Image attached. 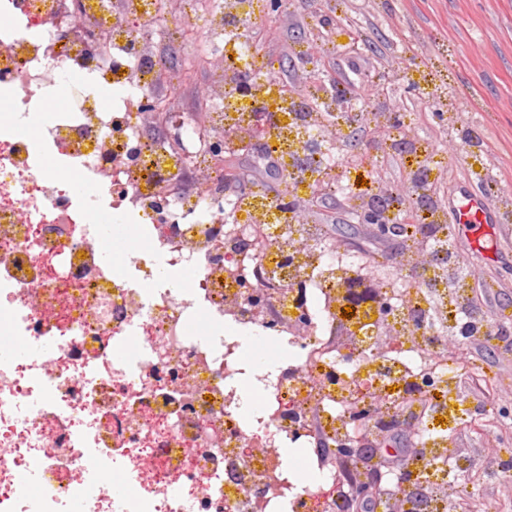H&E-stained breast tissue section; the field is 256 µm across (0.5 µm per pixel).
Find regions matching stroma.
<instances>
[{"instance_id": "1", "label": "stroma", "mask_w": 512, "mask_h": 512, "mask_svg": "<svg viewBox=\"0 0 512 512\" xmlns=\"http://www.w3.org/2000/svg\"><path fill=\"white\" fill-rule=\"evenodd\" d=\"M207 5L184 13L180 0H161L153 22L165 59L164 79L156 89L164 105L202 117L209 103L204 90L215 59L202 28ZM181 17L172 26V14ZM354 27L359 46L347 35L326 29L321 16ZM257 63L270 67L277 83L318 91L301 63L320 56L336 85L357 105L354 124L345 126L346 152L370 157V165L350 173L349 191L299 186L301 220L320 225L326 244L351 241L350 255L389 279L401 261L400 244L370 238L358 230L344 238L351 223L348 196L373 193L385 181L395 201L409 200L407 175L417 163H429L438 178L430 191L440 206L455 210L462 198L489 203L481 224H447L448 244L468 270L469 305L492 327H512V0H292L283 13L257 17ZM415 83L417 92L406 89ZM400 108L412 133L378 130L374 113ZM469 127L484 149L473 152L459 135ZM458 362L453 377L471 409L493 400L512 407V335L448 340ZM457 447L466 449L474 474L489 460L512 455L504 443L505 421L486 416L448 422Z\"/></svg>"}]
</instances>
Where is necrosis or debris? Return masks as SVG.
<instances>
[{"instance_id":"1","label":"necrosis or debris","mask_w":512,"mask_h":512,"mask_svg":"<svg viewBox=\"0 0 512 512\" xmlns=\"http://www.w3.org/2000/svg\"><path fill=\"white\" fill-rule=\"evenodd\" d=\"M259 10L216 0L205 34L234 41ZM157 11L158 0H0V512H294L300 496L306 512H342L346 480L316 446L378 440L383 415L355 424L350 404L397 406L428 364L455 268L434 265L430 289L400 295L391 321L369 307L344 317L359 266L325 258L318 225L261 193H225L205 154L145 141L136 98L156 81ZM242 69L216 68L208 123H185L188 136L250 127L263 109L289 160L309 155L336 96L318 110L300 97L261 107L272 88L257 84L237 101ZM121 211L140 243L117 268L103 227ZM247 336L274 363L249 409ZM346 351L355 358L335 377ZM450 444L422 434L425 512L447 502ZM286 448L304 449L313 484L299 486Z\"/></svg>"}]
</instances>
